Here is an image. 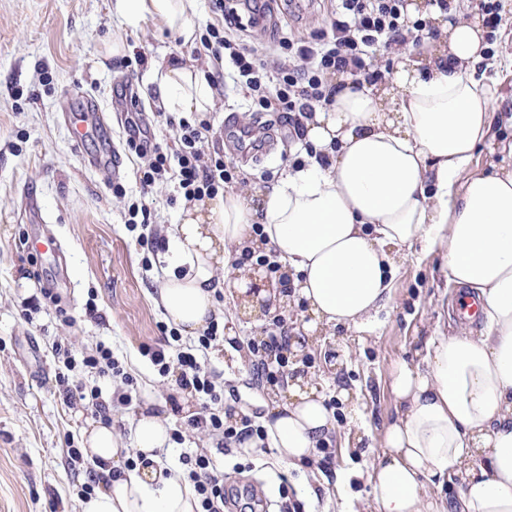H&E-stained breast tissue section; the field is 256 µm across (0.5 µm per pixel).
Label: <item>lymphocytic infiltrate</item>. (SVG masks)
<instances>
[{"label": "lymphocytic infiltrate", "mask_w": 512, "mask_h": 512, "mask_svg": "<svg viewBox=\"0 0 512 512\" xmlns=\"http://www.w3.org/2000/svg\"><path fill=\"white\" fill-rule=\"evenodd\" d=\"M336 12L325 27L297 37H281L250 45L237 33L241 19L237 10L225 7L224 0H213L214 11L220 12V23H206L200 37L203 50L214 59H227L236 73L239 87L245 88L256 112H270L287 125L291 138L302 139L304 121L316 109L333 105L337 93L334 79L340 75L352 77L356 84H375L385 79L387 72L375 62L378 51L396 46H419L428 30L425 20L408 21L404 14L405 0H337ZM132 116L125 127V144L134 154L142 200L128 206V231L134 232L137 244L154 250L160 239L152 220L145 196L158 184L173 185L184 203L213 198L235 191L248 181L247 175L220 152H209L208 133L211 117L205 112L190 116H167L175 129V148L157 142L154 132L143 125L135 114L140 111L136 95L121 91ZM162 342L143 348L160 376L175 375L180 389L205 396L207 403L199 415L190 417L191 429L206 433L216 443L218 451L231 456L240 445L252 439H265V427L254 415L236 412L224 403V387L214 372L205 368L202 359L207 351L224 339L218 320H211L203 333L190 345H181L180 334L173 328H162ZM251 363L248 369L254 385H277L289 364L288 322L279 313L273 314L259 336L248 343ZM52 352L63 371L62 401L70 406L84 404L104 421H111L115 408L127 405V391L133 378L111 346L96 343L81 355H73L69 346L55 341ZM82 368L89 377L120 381L125 391L114 398L104 399L98 386L86 382H70L69 373ZM190 482L198 508L196 512H224V473L219 470L207 450L186 456Z\"/></svg>", "instance_id": "lymphocytic-infiltrate-1"}]
</instances>
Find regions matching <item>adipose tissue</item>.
<instances>
[{"label":"adipose tissue","mask_w":512,"mask_h":512,"mask_svg":"<svg viewBox=\"0 0 512 512\" xmlns=\"http://www.w3.org/2000/svg\"><path fill=\"white\" fill-rule=\"evenodd\" d=\"M113 8L127 24L150 17L188 35L197 0H114ZM406 12L434 21L439 39L392 50L399 65L381 83L357 88L342 79L333 106L306 119L305 138L328 166L306 158L256 205L229 192L185 209L165 230L170 275L158 302L187 336L207 327L226 287L250 309L297 298L310 331L360 329L390 300L402 248L443 249L449 281L480 301L484 328L430 337L425 367L403 362L393 371L396 417L371 472L376 512H441L423 484L453 480L457 512H512V140L501 141L489 171L466 173L494 126L512 128V97L476 76L485 30L468 0L450 11L409 0ZM151 68L165 111L213 107V88L195 65L165 58ZM270 248L288 266L293 295L250 265L233 280L218 277L229 251ZM259 279L266 287L251 292ZM288 390L290 402L272 406L265 427L280 462L298 467L328 440L333 419L316 387L295 381ZM168 439L159 414L140 412L134 440L144 462L129 473L113 427L91 424L84 451L101 481L82 512H195L184 474L158 464Z\"/></svg>","instance_id":"adipose-tissue-1"}]
</instances>
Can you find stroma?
Returning a JSON list of instances; mask_svg holds the SVG:
<instances>
[{"label":"stroma","mask_w":512,"mask_h":512,"mask_svg":"<svg viewBox=\"0 0 512 512\" xmlns=\"http://www.w3.org/2000/svg\"><path fill=\"white\" fill-rule=\"evenodd\" d=\"M336 5V0H268L265 26L243 23L240 37L250 44L319 28ZM117 44L122 52L116 57L109 50ZM199 45L198 38L181 39L150 18L134 27L121 24L111 0H0V512H82L78 490L91 465L70 466L67 451L82 447L83 430L93 415L79 405L65 406L58 397L51 350L57 339L76 352L103 341L124 359L135 387L131 405L112 418L122 447H133V422L150 402L169 429L183 431L184 443L165 448L171 469L183 470L182 455L207 448L226 484L257 480L273 505L286 496L303 504L304 512H375L369 473L383 450L384 427L396 411L391 373L427 337L461 327L451 311L457 291L447 284L443 252L425 254L413 247L395 273L391 301L368 329L330 327L310 336L298 327L299 311L287 315L291 338L305 350L290 363L289 375L309 376L322 396L335 399L331 462L285 469L270 448L262 455L266 466L261 469L253 466L252 456H226L211 438L185 428L174 378L160 377L141 354L142 347L159 343L167 319L156 302L166 276L156 267L144 270L146 251L125 227L127 199L140 192L137 166L127 161L117 178L110 168L85 167L83 153L96 152L99 144L73 148L62 111L67 103L79 106L85 93L111 105L112 89L123 81L138 93L146 113L153 114L156 84L150 60L180 55L201 69L223 71V64L197 54ZM138 53L147 58L146 66H117V58ZM229 115L246 126L273 119L271 113L250 111L239 88L223 87L211 110L209 144L227 156L232 153L224 130ZM299 148L287 137L273 158L244 164L251 180L241 194L278 184ZM116 183L125 188V198L113 194ZM30 192L37 195L67 266L68 286L60 298L75 319L70 326L42 311L30 319L23 315L26 302L57 274L54 262L36 257L26 246L36 237L24 212ZM91 297L100 319L85 314ZM217 302L224 331L233 341L210 350L206 365L227 387L239 388L243 408L258 409L265 392L239 387L246 363L238 359L235 346L257 335L270 316L241 314L227 295ZM280 470L288 475L284 492L276 478ZM323 481L328 492L305 495V487Z\"/></svg>","instance_id":"1"}]
</instances>
